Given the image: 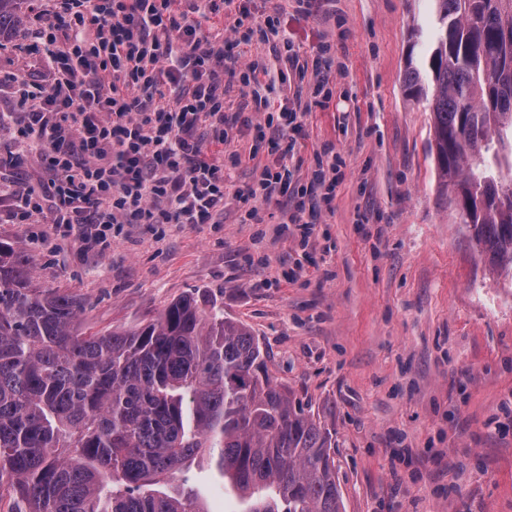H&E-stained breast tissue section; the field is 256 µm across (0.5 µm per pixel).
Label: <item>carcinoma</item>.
<instances>
[{"instance_id":"obj_1","label":"carcinoma","mask_w":512,"mask_h":512,"mask_svg":"<svg viewBox=\"0 0 512 512\" xmlns=\"http://www.w3.org/2000/svg\"><path fill=\"white\" fill-rule=\"evenodd\" d=\"M27 0H0V39ZM439 174L471 242L512 272V0H431ZM85 302L0 243V496L10 512H208L173 486L206 452L243 512H344L332 432L268 373L255 335L188 294L133 330L84 336Z\"/></svg>"}]
</instances>
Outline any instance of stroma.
Segmentation results:
<instances>
[{
	"instance_id": "stroma-1",
	"label": "stroma",
	"mask_w": 512,
	"mask_h": 512,
	"mask_svg": "<svg viewBox=\"0 0 512 512\" xmlns=\"http://www.w3.org/2000/svg\"><path fill=\"white\" fill-rule=\"evenodd\" d=\"M247 10L253 31L238 40ZM430 0H236L218 20L224 67L265 64L272 101L306 108L300 133L266 128L251 89L224 81L232 121L223 145L196 136L226 166L220 224H124L97 250L51 224H21L8 198L45 190L42 160L13 126L52 84L25 16L0 40V242L32 262L42 287L85 299V333L132 329L187 295L246 324L273 379L336 432L345 512H512V276L476 251L450 208L429 150L430 112L405 74L420 60ZM282 19L275 41L261 26ZM322 93L314 86L321 76ZM294 143L287 195L250 200L271 164L270 139ZM336 183L309 236L287 223L316 170ZM258 218H250L251 208ZM186 475L208 512L239 503L208 457Z\"/></svg>"
}]
</instances>
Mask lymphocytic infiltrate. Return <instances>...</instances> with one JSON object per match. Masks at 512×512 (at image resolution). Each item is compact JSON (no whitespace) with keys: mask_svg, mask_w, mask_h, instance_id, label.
<instances>
[{"mask_svg":"<svg viewBox=\"0 0 512 512\" xmlns=\"http://www.w3.org/2000/svg\"><path fill=\"white\" fill-rule=\"evenodd\" d=\"M197 10V0H52L38 37L53 84L16 133L52 172L53 205L15 193L19 222L46 210L53 224L104 246L116 224L218 223L224 168L205 160L195 132L206 125L224 138V40L203 30ZM263 70L254 62L240 73L256 111L299 131L302 113L273 106ZM180 84L185 94L155 104Z\"/></svg>","mask_w":512,"mask_h":512,"instance_id":"f902f5d3","label":"lymphocytic infiltrate"}]
</instances>
